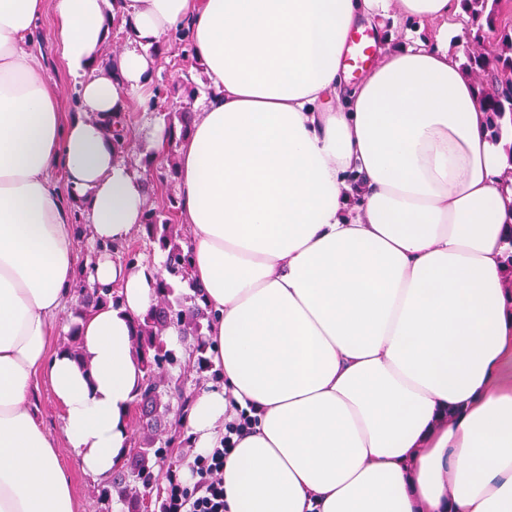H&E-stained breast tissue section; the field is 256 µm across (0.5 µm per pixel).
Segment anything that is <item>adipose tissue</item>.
<instances>
[{
  "label": "adipose tissue",
  "mask_w": 512,
  "mask_h": 512,
  "mask_svg": "<svg viewBox=\"0 0 512 512\" xmlns=\"http://www.w3.org/2000/svg\"><path fill=\"white\" fill-rule=\"evenodd\" d=\"M50 32L78 80L74 118L28 34ZM460 0H0V512H75L34 404L45 379L79 468L105 478L131 446L143 372L138 320L162 251L78 261L123 243L149 207L145 168L111 122L144 96L151 47L185 35L210 94L179 145V220L213 318L221 379L186 434L220 447L237 409L251 431L224 458L225 512H512V185L505 143L455 44ZM128 30L98 65L109 18ZM437 24L395 40L394 22ZM374 32L357 81L350 35ZM62 171L77 200L53 184ZM117 289L51 348L78 280Z\"/></svg>",
  "instance_id": "adipose-tissue-1"
}]
</instances>
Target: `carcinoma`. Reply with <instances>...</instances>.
Wrapping results in <instances>:
<instances>
[{
    "label": "carcinoma",
    "mask_w": 512,
    "mask_h": 512,
    "mask_svg": "<svg viewBox=\"0 0 512 512\" xmlns=\"http://www.w3.org/2000/svg\"><path fill=\"white\" fill-rule=\"evenodd\" d=\"M502 0H461L466 36L462 68L475 80L487 110L490 138L499 140L503 127L512 125V24L500 19ZM190 106L171 103L165 113L168 147L179 145L189 128ZM179 209L177 198L170 196L161 209L147 211L143 231L151 244L166 255L163 273L157 276L158 303L138 321L134 349L143 371L133 415L136 435L123 464L112 472L102 489L105 499L117 497L125 512H148L149 494L157 485L159 472L167 457L172 439L167 437V418L174 412L178 420L186 419L194 395L185 391L179 380L172 378L169 368L179 363L176 353L164 340L168 328H182L180 339L188 348L193 367L202 373L210 368L206 357L203 321L210 319L200 301L203 288L189 278L188 237L175 224ZM187 285L193 291L192 304H183L176 296L177 288ZM109 301L118 302L111 292L102 295L96 289L79 286V303L72 312L71 328L64 348L77 353V320L93 308Z\"/></svg>",
    "instance_id": "1"
}]
</instances>
